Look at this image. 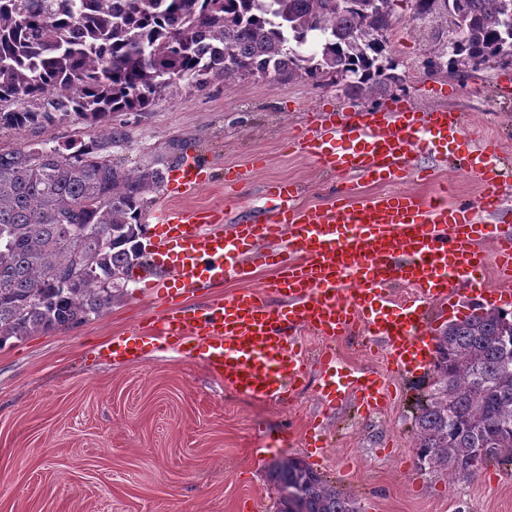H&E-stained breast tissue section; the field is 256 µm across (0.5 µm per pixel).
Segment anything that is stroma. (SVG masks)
<instances>
[{
    "mask_svg": "<svg viewBox=\"0 0 512 512\" xmlns=\"http://www.w3.org/2000/svg\"><path fill=\"white\" fill-rule=\"evenodd\" d=\"M388 37V54L406 74L404 88L367 98L315 82L271 74L213 81L200 90L177 84L148 112H118L129 146L115 148L124 169L144 157L167 160L155 207L211 208L231 220L268 207L266 189L283 179L302 189V204L324 207L338 190L355 200L390 192L387 184L326 174L300 153L296 134L326 119L402 100L413 107L462 111L463 146L498 138L512 155V101L490 96L512 65L490 63L456 78L422 67L424 38L410 20ZM181 140L184 152L170 150ZM210 168L195 190H177L184 154ZM401 189L451 203H477L484 188L458 160L416 156ZM163 296L131 281L127 294L85 322L52 334L9 340L0 348V512H277L280 493L267 479L274 462L298 457L350 495L360 512H512V463H489L449 481L423 463L414 416L430 378L404 380L386 348L360 337L308 332L304 384L286 403L226 392L193 346L181 352L110 359L113 337H127L157 316ZM332 348L344 366L379 373L389 402L357 411L353 399L323 405L325 369L318 353Z\"/></svg>",
    "mask_w": 512,
    "mask_h": 512,
    "instance_id": "1",
    "label": "stroma"
}]
</instances>
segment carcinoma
Returning a JSON list of instances; mask_svg holds the SVG:
<instances>
[{
	"label": "carcinoma",
	"instance_id": "cac0c4a2",
	"mask_svg": "<svg viewBox=\"0 0 512 512\" xmlns=\"http://www.w3.org/2000/svg\"><path fill=\"white\" fill-rule=\"evenodd\" d=\"M427 72L464 76L512 63V0H408ZM391 0H0V129L45 133L74 114L101 133L0 148V347L100 314L147 269V195L161 156L112 161L130 132L114 112H146L179 81L334 74L351 97L399 86L385 54ZM432 388L414 417L421 461L454 479L512 460V311L473 306L434 337ZM304 512H359L300 458L273 463Z\"/></svg>",
	"mask_w": 512,
	"mask_h": 512
}]
</instances>
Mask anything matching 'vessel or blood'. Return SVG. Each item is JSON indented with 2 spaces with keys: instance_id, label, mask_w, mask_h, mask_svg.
Returning <instances> with one entry per match:
<instances>
[{
  "instance_id": "b4317fda",
  "label": "vessel or blood",
  "mask_w": 512,
  "mask_h": 512,
  "mask_svg": "<svg viewBox=\"0 0 512 512\" xmlns=\"http://www.w3.org/2000/svg\"><path fill=\"white\" fill-rule=\"evenodd\" d=\"M463 130V115L451 106L356 112L341 123L305 130L299 149L323 171L391 184L394 192L362 202L339 198L318 210L301 206L298 185L281 180L267 189L274 202L267 214L229 226L220 211L153 214L161 228L157 255L167 272L158 287L169 284L192 294L226 276L249 278L259 263L278 267L271 291L288 304L274 305L268 293L246 288L224 301L169 310L135 336L114 338L112 355L133 357L150 344L167 348L195 341L231 392L281 402L305 379L297 348L302 332L336 339L360 334L384 344L402 376H425L434 357L433 317L454 306V286H466L491 306L512 302V228L483 221L512 200L506 156L496 139H483L463 159L487 188L477 206L396 188L413 154L453 152ZM207 178L205 165L186 157L183 190ZM488 236L497 247L493 267L480 247ZM491 267L497 273L494 287L485 278ZM398 288L413 294L396 300ZM349 395L360 408L374 411L386 404L388 387L362 372L321 388L329 403Z\"/></svg>"
}]
</instances>
